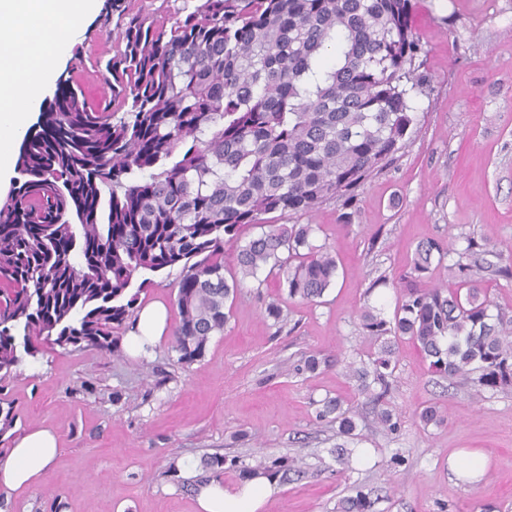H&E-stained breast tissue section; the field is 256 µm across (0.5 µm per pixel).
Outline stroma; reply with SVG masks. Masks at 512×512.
Returning <instances> with one entry per match:
<instances>
[{
    "mask_svg": "<svg viewBox=\"0 0 512 512\" xmlns=\"http://www.w3.org/2000/svg\"><path fill=\"white\" fill-rule=\"evenodd\" d=\"M424 52L423 88L406 148L357 191L351 205L330 200L307 215L271 214L275 224H312L313 244L338 263L316 302L289 298L276 278L245 279L222 334L203 357L181 364L171 342L131 357L126 338L110 352L45 347L0 380V458L37 427L54 429L61 451L44 479L23 492L0 489V512H198L194 477L242 480L239 465L303 457L304 476L277 480L266 512H336L361 487L373 512H512V393L476 397L428 369L411 342L399 344L386 406L402 416L386 433L345 369L365 357L358 311L369 304L392 317L399 277L419 243L463 250L467 238L512 252V0H411ZM109 0L93 11L64 52L58 74L100 99L84 76L89 58H108ZM278 301L282 322L264 314ZM335 356L316 373L292 365L309 352ZM357 408L359 458L338 473L336 427L319 420L322 400ZM447 406L441 424L418 413ZM487 458L472 487L452 475L459 450ZM405 461L394 465L393 454ZM236 465L206 468L213 456Z\"/></svg>",
    "mask_w": 512,
    "mask_h": 512,
    "instance_id": "1",
    "label": "stroma"
}]
</instances>
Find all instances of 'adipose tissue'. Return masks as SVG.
Wrapping results in <instances>:
<instances>
[{"label": "adipose tissue", "instance_id": "ef3b65f1", "mask_svg": "<svg viewBox=\"0 0 512 512\" xmlns=\"http://www.w3.org/2000/svg\"><path fill=\"white\" fill-rule=\"evenodd\" d=\"M95 0H0V177L14 170V147L25 133L29 109L54 77L59 55L81 17ZM168 332L166 309L141 308L130 333V347L158 346ZM60 451L53 429L39 428L19 438L0 460V488L23 491L40 483ZM200 512H265L273 494L270 477L256 475L229 486L198 481Z\"/></svg>", "mask_w": 512, "mask_h": 512}]
</instances>
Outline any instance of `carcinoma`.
Instances as JSON below:
<instances>
[{
  "label": "carcinoma",
  "instance_id": "cac0c4a2",
  "mask_svg": "<svg viewBox=\"0 0 512 512\" xmlns=\"http://www.w3.org/2000/svg\"><path fill=\"white\" fill-rule=\"evenodd\" d=\"M172 2L145 12L113 0L112 58L99 71L112 98L90 110L61 82L22 141L19 180L0 202V379L44 345L113 350L152 276L175 266L172 335L185 364L224 332L226 301L247 278L266 271L289 298L316 301L335 281V256L312 244L315 225L265 215L348 201L407 146L422 89L410 0ZM245 225L261 233L238 246L228 278L224 244ZM449 251L417 245L393 319L361 310L373 352L349 369L368 400L390 390L405 338L478 397L512 389V319L492 314L482 286L509 268L470 238L448 266L458 287H417ZM332 414L336 461L347 464L360 434L341 400L318 411ZM376 420L400 428L389 410ZM371 508L360 488L340 502V512Z\"/></svg>",
  "mask_w": 512,
  "mask_h": 512
}]
</instances>
